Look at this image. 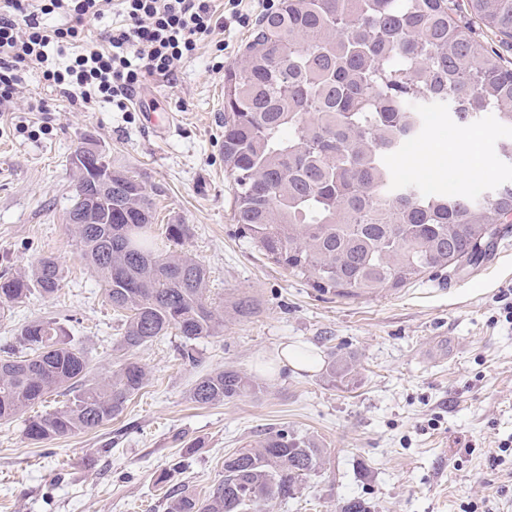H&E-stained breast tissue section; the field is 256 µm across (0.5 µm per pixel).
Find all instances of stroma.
I'll return each mask as SVG.
<instances>
[{
    "label": "stroma",
    "instance_id": "stroma-1",
    "mask_svg": "<svg viewBox=\"0 0 512 512\" xmlns=\"http://www.w3.org/2000/svg\"><path fill=\"white\" fill-rule=\"evenodd\" d=\"M210 57L203 42L174 81L148 80L134 112L29 111L31 99L54 97L34 69L13 110L0 114V273L51 255L64 276L56 295L0 319V350L26 321L54 317L85 351L90 379L123 359L119 322L67 222L76 192L70 158L88 139L143 184L156 207L153 233L189 226L182 250L207 267L211 296L225 310L223 332L197 341L198 364L179 359L174 335L136 350L148 382L117 419L40 444L24 438L20 422L0 423V512H165L166 469L182 463L175 482L206 496L224 478L226 455L282 427L316 439L324 454L319 473L270 512H337L352 497L370 512H460L470 501L505 512L512 461L490 468L483 451L512 436V324L497 304L512 288V221L497 225L477 265L372 297L319 295L237 229L217 110L224 76L210 70ZM148 106L161 126L147 125ZM506 140L512 129L493 113L465 130L448 113H429L415 153L456 141L470 152L467 168L441 167L425 187L482 196L512 177L498 161ZM242 291L257 314H232ZM286 343L314 350L317 369L278 365ZM337 356L354 366L349 383L329 376ZM221 369L250 377L258 393L195 403L196 381Z\"/></svg>",
    "mask_w": 512,
    "mask_h": 512
}]
</instances>
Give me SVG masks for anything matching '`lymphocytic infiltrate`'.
I'll list each match as a JSON object with an SVG mask.
<instances>
[{
	"mask_svg": "<svg viewBox=\"0 0 512 512\" xmlns=\"http://www.w3.org/2000/svg\"><path fill=\"white\" fill-rule=\"evenodd\" d=\"M244 0H0V112L10 111L26 74L39 69L56 98L85 110L109 104L132 111L147 79L172 77L202 42L216 51L222 20L249 25ZM115 16L88 37L90 21ZM63 17L60 25L51 24Z\"/></svg>",
	"mask_w": 512,
	"mask_h": 512,
	"instance_id": "obj_1",
	"label": "lymphocytic infiltrate"
}]
</instances>
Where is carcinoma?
Returning a JSON list of instances; mask_svg holds the SVG:
<instances>
[{"instance_id": "carcinoma-1", "label": "carcinoma", "mask_w": 512, "mask_h": 512, "mask_svg": "<svg viewBox=\"0 0 512 512\" xmlns=\"http://www.w3.org/2000/svg\"><path fill=\"white\" fill-rule=\"evenodd\" d=\"M280 0L259 20L242 62L224 73V170L234 218L273 264L317 292L377 296L478 259L494 225L512 218V181L479 199L431 193L395 178L394 162L423 132L428 112L461 127L493 112L512 128V67L476 36L473 19L512 39V0ZM105 224H76L84 258L105 285L121 323L117 349L131 353L176 333L178 354L224 330L205 267L180 251L157 249L153 203L142 183L112 171ZM188 225L168 224V245ZM56 258L0 276V317L62 287ZM241 294L238 317L255 313ZM67 329L54 319L25 323L17 347L0 358V421L23 418L34 444L95 429L116 418L147 384L128 356L101 381ZM257 390L224 369L195 383L191 398L222 403ZM64 404L28 409L52 393ZM322 464V449L286 428L224 458V480L201 499L172 486L166 512H261L293 497Z\"/></svg>"}]
</instances>
